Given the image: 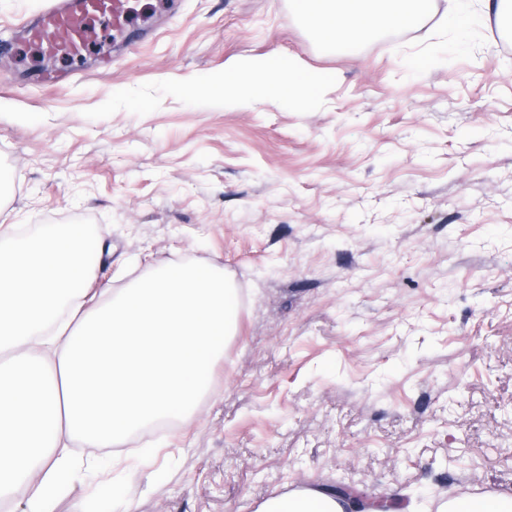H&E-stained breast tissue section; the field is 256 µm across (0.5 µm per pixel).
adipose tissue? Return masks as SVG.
<instances>
[{"instance_id":"1","label":"adipose tissue","mask_w":512,"mask_h":512,"mask_svg":"<svg viewBox=\"0 0 512 512\" xmlns=\"http://www.w3.org/2000/svg\"><path fill=\"white\" fill-rule=\"evenodd\" d=\"M324 44L348 47L420 24L435 0H293ZM201 93L245 104L315 94L299 60L238 62ZM80 228L0 245V494L23 486L29 512H53L83 462L71 444L118 448L147 424L192 417L212 390L210 370L238 323L223 273L160 266L117 299L89 308ZM348 502L301 489L259 512H347Z\"/></svg>"}]
</instances>
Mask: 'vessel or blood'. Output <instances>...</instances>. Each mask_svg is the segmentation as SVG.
I'll use <instances>...</instances> for the list:
<instances>
[{
  "mask_svg": "<svg viewBox=\"0 0 512 512\" xmlns=\"http://www.w3.org/2000/svg\"><path fill=\"white\" fill-rule=\"evenodd\" d=\"M128 14L126 0H49L29 24L28 32L33 43L48 53L74 58L85 49L94 21L104 18L120 29L125 27Z\"/></svg>",
  "mask_w": 512,
  "mask_h": 512,
  "instance_id": "vessel-or-blood-1",
  "label": "vessel or blood"
}]
</instances>
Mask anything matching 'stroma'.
I'll list each match as a JSON object with an SVG mask.
<instances>
[{"label": "stroma", "mask_w": 512, "mask_h": 512, "mask_svg": "<svg viewBox=\"0 0 512 512\" xmlns=\"http://www.w3.org/2000/svg\"><path fill=\"white\" fill-rule=\"evenodd\" d=\"M0 0V208L80 226L103 302L168 262L223 271L238 331L196 414L112 450L54 512H258L341 485L438 512L512 492V30L477 0L339 50L291 0H139L83 58ZM299 59L316 99L195 86ZM111 463L112 482L95 470Z\"/></svg>", "instance_id": "obj_1"}]
</instances>
